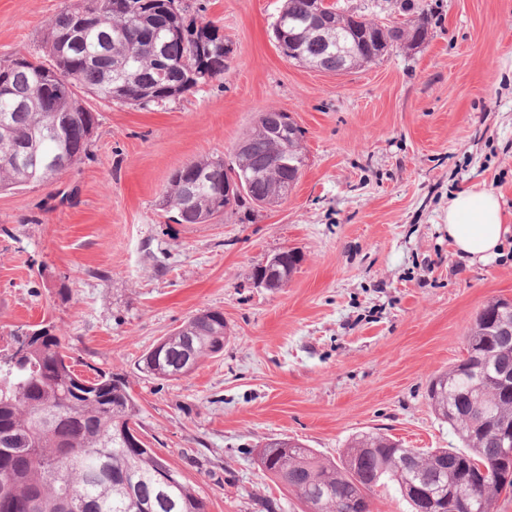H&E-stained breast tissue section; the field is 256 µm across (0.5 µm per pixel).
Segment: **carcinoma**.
Listing matches in <instances>:
<instances>
[{"label": "carcinoma", "mask_w": 512, "mask_h": 512, "mask_svg": "<svg viewBox=\"0 0 512 512\" xmlns=\"http://www.w3.org/2000/svg\"><path fill=\"white\" fill-rule=\"evenodd\" d=\"M314 0H285L276 23L293 35L297 53L283 56L311 69L340 72L377 60L378 41L421 44L428 18H407L380 27L364 14L335 4L324 10L326 31L316 32ZM224 36L187 17L182 0H75L48 23L45 58L15 54L0 59V191L47 182L87 156L81 141L97 122L77 90L101 101L160 106L199 88L182 63L224 75ZM242 141L235 168L251 182L249 197L262 200L279 183L298 179L305 157L303 130L284 134L258 124ZM224 159L200 156L174 169L162 197L163 210L190 211V223L208 224L224 215ZM512 321V301L488 303L467 335L466 356L434 378L428 393L438 418L460 437L483 503L474 512H494L501 493L512 490L493 431L512 426V395L482 381L474 368L512 366V340L502 330ZM156 362L143 370L176 379L224 351V313L206 309L161 339ZM140 408L128 381L97 371L84 379L72 368L61 338L44 329L16 361H0V512H206L190 484L169 476L167 461L149 447L128 448L118 424L136 421ZM402 445L384 433L356 435L340 462L323 460L289 439L266 443L262 469L315 512H365L374 486L357 485L351 470L375 472L377 485L404 492L409 481L425 483L434 497L456 484L458 451L414 450L411 468L399 466Z\"/></svg>", "instance_id": "1"}]
</instances>
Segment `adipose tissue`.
<instances>
[{"label": "adipose tissue", "instance_id": "1", "mask_svg": "<svg viewBox=\"0 0 512 512\" xmlns=\"http://www.w3.org/2000/svg\"><path fill=\"white\" fill-rule=\"evenodd\" d=\"M511 238L512 212L503 208L493 191L474 186L449 199L448 239L461 256L489 261Z\"/></svg>", "mask_w": 512, "mask_h": 512}]
</instances>
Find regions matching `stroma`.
Segmentation results:
<instances>
[{
	"mask_svg": "<svg viewBox=\"0 0 512 512\" xmlns=\"http://www.w3.org/2000/svg\"><path fill=\"white\" fill-rule=\"evenodd\" d=\"M72 0H0V59L41 55ZM419 47L349 73L286 59L272 25L283 0H185L232 54L224 76L163 107L85 97L98 124L87 157L53 180L0 192V348L38 326L76 370L129 381L148 446L207 512H302L258 452L292 439L336 461L352 436L403 447L462 442L427 399L465 357L482 308L512 299V245L471 263L448 242V200L475 184L512 211V0H416ZM270 109L304 132L287 198L177 224L159 205L169 173L232 161ZM300 262L278 288L253 273ZM224 314V351L161 380L144 355L189 317ZM293 253L294 255L291 258H288V250L275 254L266 262L265 265L262 266L266 274L263 277H256V283L265 285L266 287H270L273 284L270 288H278L287 282L288 276L296 269V266L300 261L299 255L296 252ZM284 265H288V272L285 273L283 277H280L282 275L281 267ZM274 282L276 283L274 284Z\"/></svg>",
	"mask_w": 512,
	"mask_h": 512,
	"instance_id": "obj_1",
	"label": "stroma"
}]
</instances>
